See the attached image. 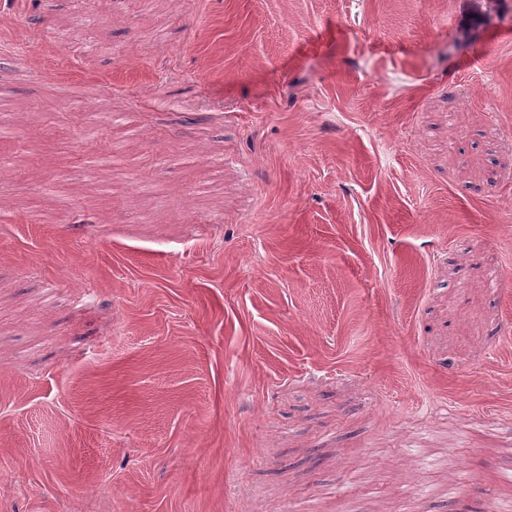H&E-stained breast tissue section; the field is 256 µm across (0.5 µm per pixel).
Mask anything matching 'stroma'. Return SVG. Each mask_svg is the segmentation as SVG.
Returning <instances> with one entry per match:
<instances>
[{
    "label": "stroma",
    "mask_w": 512,
    "mask_h": 512,
    "mask_svg": "<svg viewBox=\"0 0 512 512\" xmlns=\"http://www.w3.org/2000/svg\"><path fill=\"white\" fill-rule=\"evenodd\" d=\"M0 119V512L512 503V0H0Z\"/></svg>",
    "instance_id": "35a3bbf8"
}]
</instances>
